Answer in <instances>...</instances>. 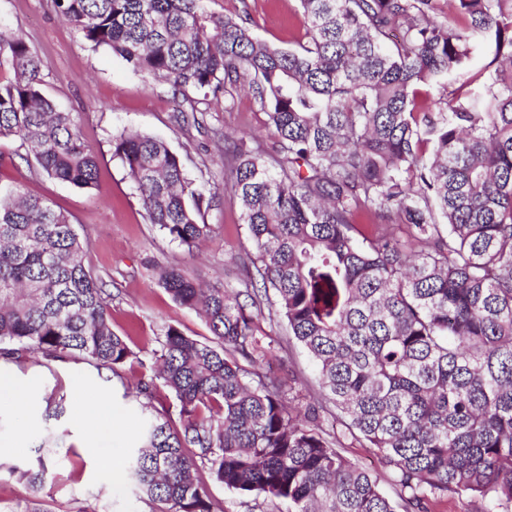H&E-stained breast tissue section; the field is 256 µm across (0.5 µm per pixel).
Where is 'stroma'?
<instances>
[{"label":"stroma","mask_w":512,"mask_h":512,"mask_svg":"<svg viewBox=\"0 0 512 512\" xmlns=\"http://www.w3.org/2000/svg\"><path fill=\"white\" fill-rule=\"evenodd\" d=\"M208 13L221 16L249 12L259 39L294 48L306 42L297 0H204ZM0 27L21 32L46 61L43 90L65 112L81 116V135L98 158L97 185L80 189L44 176L23 157L18 141L0 139V189L22 188L52 200L66 212L85 243L93 275L112 291V327L124 336L142 362L150 361L155 336L167 324L185 335L207 338L202 318L173 302L158 286L153 263L190 271L210 283L237 284L252 269L253 247L242 220L239 202L224 191V138L250 133L261 145L272 135L252 97L238 93L232 107L209 98L202 125L180 126L170 87L151 81L111 51L92 48L56 12L53 0H0ZM137 131L164 138L179 153L191 175L209 176L219 189L216 204L204 214L214 234L197 254H189L149 224L121 163L112 157V137ZM256 324L272 336L274 352L263 360L261 372L286 384L288 405H321L319 426L335 435L341 453L380 479L382 492L398 501L383 460L352 437L341 415L321 402L316 367L309 354L276 318L275 298L266 295ZM141 362V364H142ZM141 364L125 366L120 376L68 359L43 365L34 361L6 368L5 374L26 393L24 409L0 397V512H25L38 503L42 512H150L136 484L123 479L107 485L99 464L126 462L134 438L143 427L135 397L125 389L141 376ZM83 385L79 401H68L64 416L53 427L65 436V447L44 448L37 430L43 424L44 398L55 388L72 392ZM95 406L85 417L81 406ZM46 463L48 476L38 493L10 476L13 466Z\"/></svg>","instance_id":"1"}]
</instances>
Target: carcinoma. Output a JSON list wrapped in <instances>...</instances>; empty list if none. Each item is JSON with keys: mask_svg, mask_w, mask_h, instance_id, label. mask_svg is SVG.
Instances as JSON below:
<instances>
[{"mask_svg": "<svg viewBox=\"0 0 512 512\" xmlns=\"http://www.w3.org/2000/svg\"><path fill=\"white\" fill-rule=\"evenodd\" d=\"M95 47L167 83L174 99L248 91L271 147L224 137V189L242 209L251 263L313 359L323 398L390 467L403 512L468 495L512 512V0H299L308 40L257 39L248 11L202 0H56ZM493 57L474 69L482 49ZM0 138L27 147L50 179L91 189L97 157L75 114L41 88L45 61L0 31ZM442 89L437 110L425 106ZM149 223L194 251L213 233L209 182L162 139L112 136ZM370 223L374 233L360 226ZM70 217L15 188L0 195V363L25 354L97 370L139 360L112 328L111 293L93 277ZM157 283L201 315L212 338L167 326L136 393L165 389L179 424L156 412L129 472L151 512H224L200 470L239 496L289 512H396L378 477L288 407L257 365V295L203 288L162 267ZM66 395L46 398L61 418ZM33 488L47 475L10 468Z\"/></svg>", "mask_w": 512, "mask_h": 512, "instance_id": "obj_1", "label": "carcinoma"}]
</instances>
